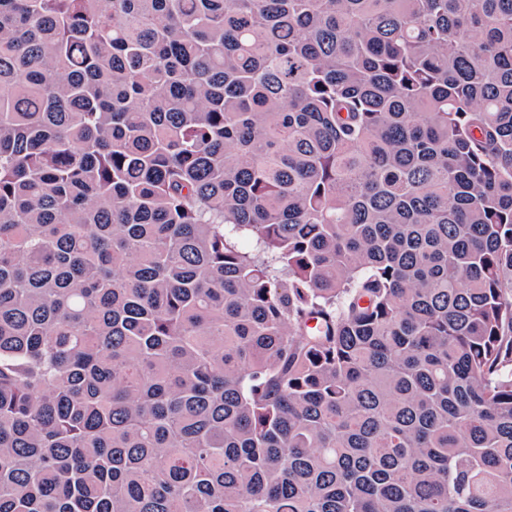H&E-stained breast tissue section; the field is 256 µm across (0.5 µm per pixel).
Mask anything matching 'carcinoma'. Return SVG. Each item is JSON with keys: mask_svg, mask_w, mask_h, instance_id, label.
I'll use <instances>...</instances> for the list:
<instances>
[{"mask_svg": "<svg viewBox=\"0 0 512 512\" xmlns=\"http://www.w3.org/2000/svg\"><path fill=\"white\" fill-rule=\"evenodd\" d=\"M0 512H512V0H0Z\"/></svg>", "mask_w": 512, "mask_h": 512, "instance_id": "cac0c4a2", "label": "carcinoma"}]
</instances>
